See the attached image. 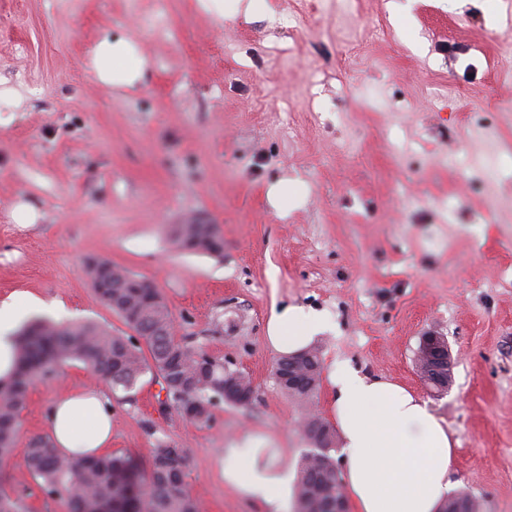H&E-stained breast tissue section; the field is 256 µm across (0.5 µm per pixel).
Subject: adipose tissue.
Wrapping results in <instances>:
<instances>
[{
    "label": "adipose tissue",
    "mask_w": 512,
    "mask_h": 512,
    "mask_svg": "<svg viewBox=\"0 0 512 512\" xmlns=\"http://www.w3.org/2000/svg\"><path fill=\"white\" fill-rule=\"evenodd\" d=\"M138 54L131 40H105L90 66L102 81L118 75L131 85L138 72L119 73L118 65ZM40 306L31 297L0 302V380L15 365V327ZM328 327L315 311L275 306L266 341L279 356L294 355ZM328 382L329 412L343 453L341 482L352 512H439L454 489L449 467L455 448L429 402L402 384L342 364L331 369ZM112 413L108 391L80 388L49 404L45 424L62 457L101 455L112 446ZM219 475L265 512H283L295 469L263 436L245 433L220 457Z\"/></svg>",
    "instance_id": "ef3b65f1"
}]
</instances>
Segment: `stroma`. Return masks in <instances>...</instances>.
<instances>
[{"mask_svg": "<svg viewBox=\"0 0 512 512\" xmlns=\"http://www.w3.org/2000/svg\"><path fill=\"white\" fill-rule=\"evenodd\" d=\"M196 0H0V301L30 293L59 324L128 334L86 273L107 259L163 294L182 335L248 377L250 405L209 424L159 410L142 377L113 398L112 453L147 465L184 448L201 512H263L216 463L243 433L299 464L298 427L328 417L277 384L273 305L323 313L324 366L350 365L427 399L456 441L450 478L480 512H512V42L501 0H259L252 17ZM134 40V84L88 66L102 37ZM287 112L291 133L275 115ZM287 181L273 205L269 190ZM37 215L27 223L19 204ZM217 225L224 252L180 250L172 227ZM445 336L448 390L419 374L422 336ZM80 364L37 382L7 487L44 504L22 462L48 404L92 385Z\"/></svg>", "mask_w": 512, "mask_h": 512, "instance_id": "35a3bbf8", "label": "stroma"}]
</instances>
